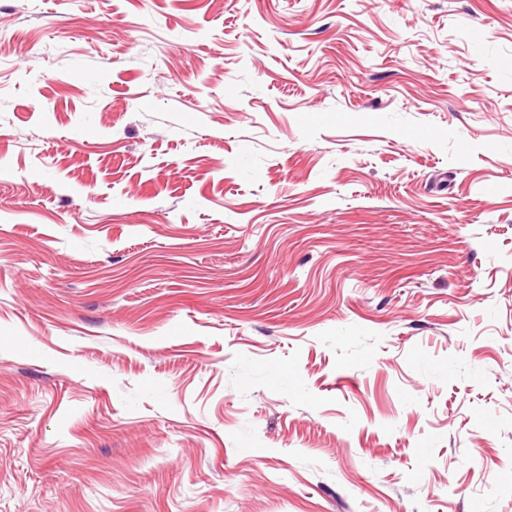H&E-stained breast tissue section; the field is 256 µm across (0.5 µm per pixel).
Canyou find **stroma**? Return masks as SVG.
Segmentation results:
<instances>
[{
	"label": "stroma",
	"mask_w": 512,
	"mask_h": 512,
	"mask_svg": "<svg viewBox=\"0 0 512 512\" xmlns=\"http://www.w3.org/2000/svg\"><path fill=\"white\" fill-rule=\"evenodd\" d=\"M0 512H512V0H0Z\"/></svg>",
	"instance_id": "obj_1"
}]
</instances>
